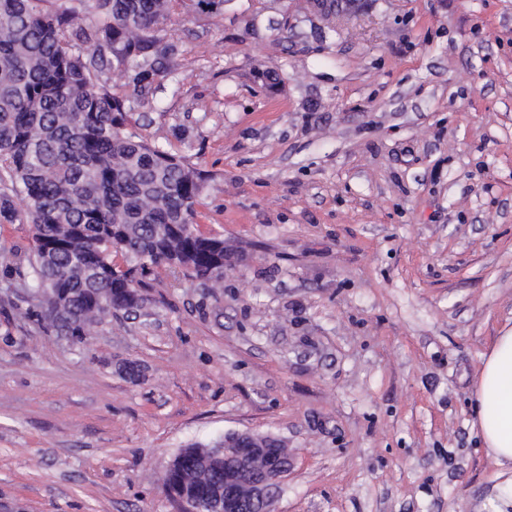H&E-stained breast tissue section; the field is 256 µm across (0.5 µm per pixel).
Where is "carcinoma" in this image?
Returning <instances> with one entry per match:
<instances>
[{
    "mask_svg": "<svg viewBox=\"0 0 512 512\" xmlns=\"http://www.w3.org/2000/svg\"><path fill=\"white\" fill-rule=\"evenodd\" d=\"M171 11L172 0H0V218L31 224L17 274L31 296L57 294L61 313L41 317L69 336L112 315L100 298H121L151 266L175 260L196 280L224 276V240L197 228L206 174L135 130V105L172 75ZM115 224L128 225L125 269L112 260ZM161 224L191 233L162 236ZM198 452L180 451L167 488L200 498L224 488L228 462L204 467Z\"/></svg>",
    "mask_w": 512,
    "mask_h": 512,
    "instance_id": "carcinoma-1",
    "label": "carcinoma"
}]
</instances>
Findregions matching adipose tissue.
I'll return each mask as SVG.
<instances>
[{"label": "adipose tissue", "mask_w": 512, "mask_h": 512, "mask_svg": "<svg viewBox=\"0 0 512 512\" xmlns=\"http://www.w3.org/2000/svg\"><path fill=\"white\" fill-rule=\"evenodd\" d=\"M473 424L489 457L512 470V328L496 336L473 384Z\"/></svg>", "instance_id": "adipose-tissue-1"}]
</instances>
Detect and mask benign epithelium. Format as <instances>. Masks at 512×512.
I'll return each instance as SVG.
<instances>
[{"label":"benign epithelium","instance_id":"1","mask_svg":"<svg viewBox=\"0 0 512 512\" xmlns=\"http://www.w3.org/2000/svg\"><path fill=\"white\" fill-rule=\"evenodd\" d=\"M224 459L233 462L224 474L222 505L210 510L203 503L178 499L180 512H272L281 482L291 467V456L283 441L272 435L229 432L216 442Z\"/></svg>","mask_w":512,"mask_h":512}]
</instances>
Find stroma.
Masks as SVG:
<instances>
[{
	"instance_id": "1",
	"label": "stroma",
	"mask_w": 512,
	"mask_h": 512,
	"mask_svg": "<svg viewBox=\"0 0 512 512\" xmlns=\"http://www.w3.org/2000/svg\"><path fill=\"white\" fill-rule=\"evenodd\" d=\"M136 110L210 180L220 282L159 265L76 338L31 311L0 222V512H178L173 458L282 439L275 512H482L472 421L512 326V0H176Z\"/></svg>"
}]
</instances>
